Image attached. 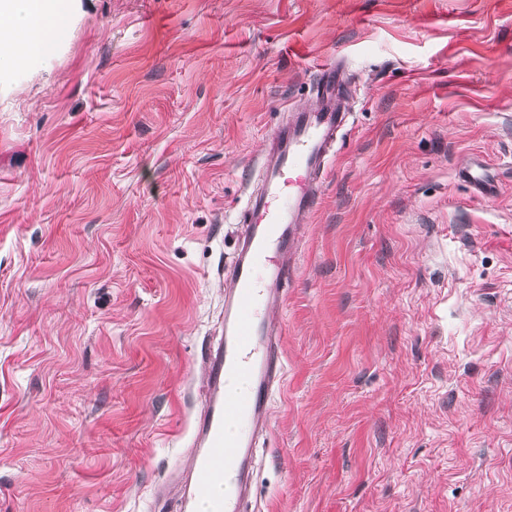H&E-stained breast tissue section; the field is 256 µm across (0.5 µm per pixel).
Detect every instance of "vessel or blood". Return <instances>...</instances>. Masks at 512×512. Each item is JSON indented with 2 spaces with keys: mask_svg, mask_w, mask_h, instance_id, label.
I'll list each match as a JSON object with an SVG mask.
<instances>
[{
  "mask_svg": "<svg viewBox=\"0 0 512 512\" xmlns=\"http://www.w3.org/2000/svg\"><path fill=\"white\" fill-rule=\"evenodd\" d=\"M338 69L322 71L321 105L293 113L269 140L261 184L243 213L242 255L229 267L232 321L208 363L206 412L193 440L194 478L188 497L211 501V512H245V469L255 438L268 425V411L282 384V330L270 323L264 306L284 300L282 284L294 269L292 252L298 226L311 214L328 173L331 150L347 114L336 98ZM232 484H225V473ZM225 484L222 498L212 496Z\"/></svg>",
  "mask_w": 512,
  "mask_h": 512,
  "instance_id": "1",
  "label": "vessel or blood"
}]
</instances>
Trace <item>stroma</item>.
<instances>
[{
  "label": "stroma",
  "mask_w": 512,
  "mask_h": 512,
  "mask_svg": "<svg viewBox=\"0 0 512 512\" xmlns=\"http://www.w3.org/2000/svg\"><path fill=\"white\" fill-rule=\"evenodd\" d=\"M75 6L0 77V512H182L243 208L338 61L251 499L512 512V0Z\"/></svg>",
  "instance_id": "obj_1"
}]
</instances>
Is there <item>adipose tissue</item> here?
<instances>
[{"label": "adipose tissue", "mask_w": 512, "mask_h": 512, "mask_svg": "<svg viewBox=\"0 0 512 512\" xmlns=\"http://www.w3.org/2000/svg\"><path fill=\"white\" fill-rule=\"evenodd\" d=\"M72 0H0V74L52 53L71 22Z\"/></svg>", "instance_id": "obj_1"}]
</instances>
